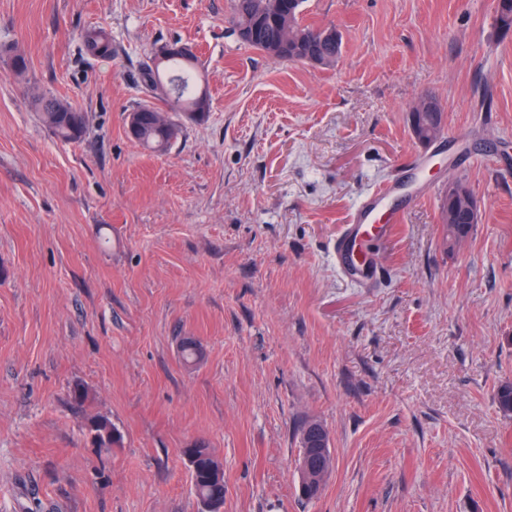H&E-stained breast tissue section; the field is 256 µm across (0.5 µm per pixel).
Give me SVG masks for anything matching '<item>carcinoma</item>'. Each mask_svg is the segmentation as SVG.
<instances>
[{
    "label": "carcinoma",
    "instance_id": "cac0c4a2",
    "mask_svg": "<svg viewBox=\"0 0 512 512\" xmlns=\"http://www.w3.org/2000/svg\"><path fill=\"white\" fill-rule=\"evenodd\" d=\"M304 0H233V24L245 31L241 39L252 48L279 61L302 62L311 58L323 66L336 62L342 49L341 40L333 37L325 27L306 24L303 21ZM85 48L101 46L112 50V40L102 29L84 32ZM143 82L164 103L167 111L195 113L202 118L210 109L207 90L197 86L193 74V62L170 59L156 67L147 66L142 72ZM58 99L42 98L39 105L45 124L62 141H75L82 137L86 128L83 113L57 110ZM137 112L138 128L131 136L141 145L156 151L167 149L177 138L180 124L171 116L163 115L158 108L146 105ZM473 225L445 224L444 239L448 248L454 241L467 235ZM93 442L99 448H110L121 437L112 423L99 416L90 422ZM195 456V469L191 471L192 485L198 501L224 497V472L216 456L204 444L190 449Z\"/></svg>",
    "mask_w": 512,
    "mask_h": 512
}]
</instances>
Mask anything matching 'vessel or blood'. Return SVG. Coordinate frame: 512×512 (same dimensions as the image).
Listing matches in <instances>:
<instances>
[{
	"label": "vessel or blood",
	"instance_id": "b4317fda",
	"mask_svg": "<svg viewBox=\"0 0 512 512\" xmlns=\"http://www.w3.org/2000/svg\"><path fill=\"white\" fill-rule=\"evenodd\" d=\"M389 188L380 185L373 189L357 207L355 223L345 225L336 240L334 251L337 264L357 279H373L379 273L370 244L374 239L390 236L394 226L385 222Z\"/></svg>",
	"mask_w": 512,
	"mask_h": 512
}]
</instances>
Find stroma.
Instances as JSON below:
<instances>
[{"mask_svg": "<svg viewBox=\"0 0 512 512\" xmlns=\"http://www.w3.org/2000/svg\"><path fill=\"white\" fill-rule=\"evenodd\" d=\"M497 0H305L329 68L243 43L232 0H0V512H201L184 448L224 466V512H512V34ZM101 27L112 56H89ZM198 50L211 107L162 154L153 48ZM25 55L15 74L8 50ZM83 112L58 139L35 101ZM445 111L425 146L409 112ZM413 175L380 275L333 246L372 189ZM478 203L443 243L440 205ZM203 352L188 367L178 342ZM85 397L78 400L74 389ZM108 418L119 444L92 445ZM335 468L299 495L301 431ZM82 40L85 49L87 50L93 46H101L105 48V52L102 53L101 47L91 49V53L96 57H101L102 54L112 56V40L110 36L102 29H90L84 32ZM110 51V52H108ZM109 57V58H110ZM429 96V95H428ZM432 97V96H429ZM426 96L420 97L418 103L416 106L412 108L411 112V132L414 138L420 143L425 144L427 142L426 136H425V124L429 128V133L433 136V141L441 137V135L444 134V128L445 126L439 125L438 120H434L433 117H428L425 120V124L422 123L421 118L424 116L425 113H430L431 115L438 117L439 116V105L441 104L437 103L436 100L429 98ZM442 107V106H441ZM430 142V143H431ZM134 112H138V128L132 132L137 122V114L129 116V133L141 145L156 151L166 150L177 138L180 124L171 116L163 115L157 107L146 105ZM448 197V199H447ZM448 203V216L458 209H465L469 214V223H474L478 215V204L472 194L458 183L448 186L447 196H444L441 204L440 220Z\"/></svg>", "mask_w": 512, "mask_h": 512, "instance_id": "35a3bbf8", "label": "stroma"}]
</instances>
